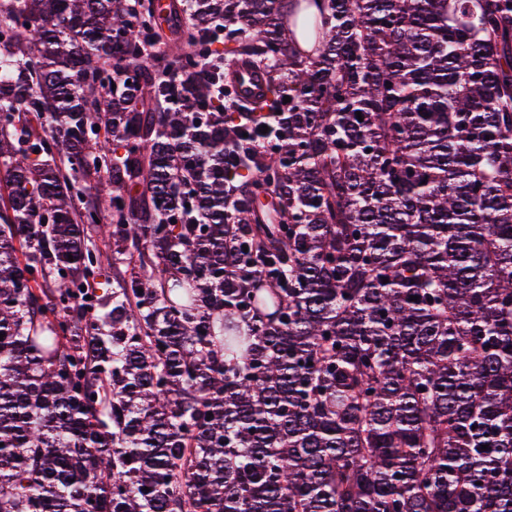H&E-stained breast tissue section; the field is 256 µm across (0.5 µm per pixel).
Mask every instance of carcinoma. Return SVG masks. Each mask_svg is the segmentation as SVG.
<instances>
[{
    "label": "carcinoma",
    "instance_id": "carcinoma-1",
    "mask_svg": "<svg viewBox=\"0 0 512 512\" xmlns=\"http://www.w3.org/2000/svg\"><path fill=\"white\" fill-rule=\"evenodd\" d=\"M0 29V512H512V0ZM231 81L240 98H257L266 91L263 73L248 64H239L232 72Z\"/></svg>",
    "mask_w": 512,
    "mask_h": 512
}]
</instances>
